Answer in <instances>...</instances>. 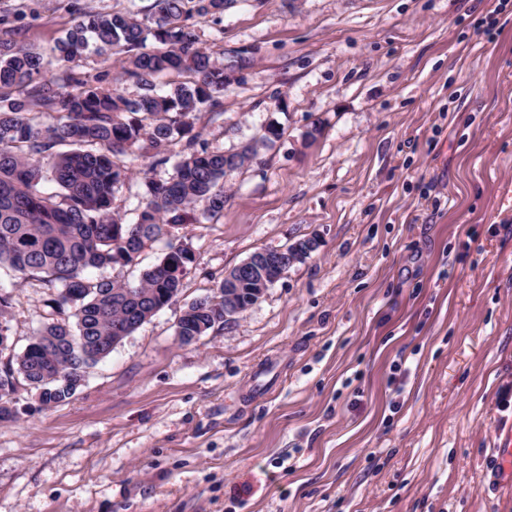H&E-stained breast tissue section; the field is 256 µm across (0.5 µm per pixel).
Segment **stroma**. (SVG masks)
Instances as JSON below:
<instances>
[{"label": "stroma", "mask_w": 512, "mask_h": 512, "mask_svg": "<svg viewBox=\"0 0 512 512\" xmlns=\"http://www.w3.org/2000/svg\"><path fill=\"white\" fill-rule=\"evenodd\" d=\"M154 0H0V37L50 50L72 19ZM494 16L493 37L480 21ZM224 61L199 145L283 134L189 224L174 301L47 406L0 422V512H512V0H233L196 25ZM114 202L133 217L148 168ZM316 248L244 313L177 321L251 254ZM13 294L0 364L50 290Z\"/></svg>", "instance_id": "obj_1"}]
</instances>
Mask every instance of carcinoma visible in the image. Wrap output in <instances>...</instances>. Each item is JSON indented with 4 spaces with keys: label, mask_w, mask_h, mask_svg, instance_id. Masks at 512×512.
Instances as JSON below:
<instances>
[{
    "label": "carcinoma",
    "mask_w": 512,
    "mask_h": 512,
    "mask_svg": "<svg viewBox=\"0 0 512 512\" xmlns=\"http://www.w3.org/2000/svg\"><path fill=\"white\" fill-rule=\"evenodd\" d=\"M224 13V0H155L142 19L121 11L84 12L56 41L52 56L0 39V266L55 291L52 312L30 343L0 369V401L13 392L11 378L43 381L45 405H58L74 391L65 381L86 371L177 297L182 279L173 275L192 257L169 243L159 264L144 270L138 284L101 275L116 265L135 264L144 244L163 228L214 221L224 211V179L278 140L270 123L238 150L194 149L196 113L221 106L226 66L200 46L193 19ZM89 54L106 63L125 55L121 78L139 93L125 97L108 81L77 69ZM167 76L166 90L157 79ZM185 149L174 152L176 139ZM67 150L59 151L57 147ZM139 153L150 164L172 163L164 180L145 178L135 218L113 208L128 179L125 158ZM267 267L239 282L221 309L237 316L258 300L260 283L275 282ZM210 297L192 302L181 316L178 336H200L217 323ZM13 296L0 286V336L9 331Z\"/></svg>",
    "instance_id": "1"
}]
</instances>
